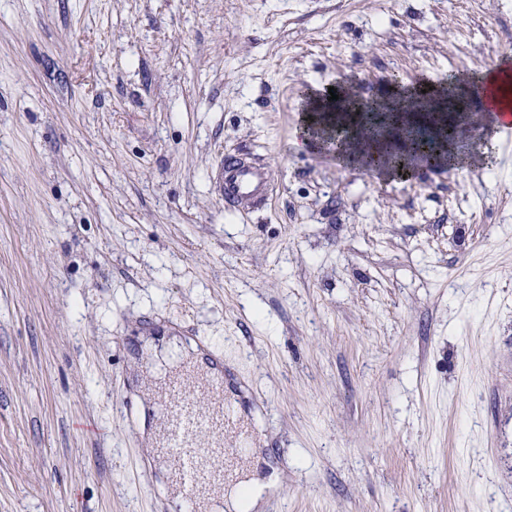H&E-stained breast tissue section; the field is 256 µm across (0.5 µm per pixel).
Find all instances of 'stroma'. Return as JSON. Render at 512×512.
<instances>
[{
	"label": "stroma",
	"instance_id": "35a3bbf8",
	"mask_svg": "<svg viewBox=\"0 0 512 512\" xmlns=\"http://www.w3.org/2000/svg\"><path fill=\"white\" fill-rule=\"evenodd\" d=\"M508 49L512 0H0V512H169L118 399L148 317L287 448L260 512H512V142L392 179L301 145L309 93ZM218 178L228 207L246 203L259 208L269 200L272 175L251 158L226 156L221 160Z\"/></svg>",
	"mask_w": 512,
	"mask_h": 512
}]
</instances>
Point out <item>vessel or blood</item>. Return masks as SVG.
<instances>
[{"mask_svg":"<svg viewBox=\"0 0 512 512\" xmlns=\"http://www.w3.org/2000/svg\"><path fill=\"white\" fill-rule=\"evenodd\" d=\"M497 97L494 76L474 89L480 111L490 113L499 132L508 136L512 110L502 107ZM218 178L227 206L259 208L269 199L272 175L251 158L225 157ZM227 387L223 359L207 354L179 362L155 393L156 448L173 461L170 483L183 512H216L225 488L238 482L251 463L256 436L237 404L226 397Z\"/></svg>","mask_w":512,"mask_h":512,"instance_id":"obj_1","label":"vessel or blood"}]
</instances>
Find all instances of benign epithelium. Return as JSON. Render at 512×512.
I'll list each match as a JSON object with an SVG mask.
<instances>
[{"label": "benign epithelium", "instance_id": "benign-epithelium-1", "mask_svg": "<svg viewBox=\"0 0 512 512\" xmlns=\"http://www.w3.org/2000/svg\"><path fill=\"white\" fill-rule=\"evenodd\" d=\"M395 87L391 97L368 106L348 93L323 100L309 133L321 149L352 156L367 169L409 171L419 161L448 166L455 160L451 149L464 148L469 140L472 115L459 107L461 95L446 82L430 95H420L416 86L405 87L398 79Z\"/></svg>", "mask_w": 512, "mask_h": 512}]
</instances>
